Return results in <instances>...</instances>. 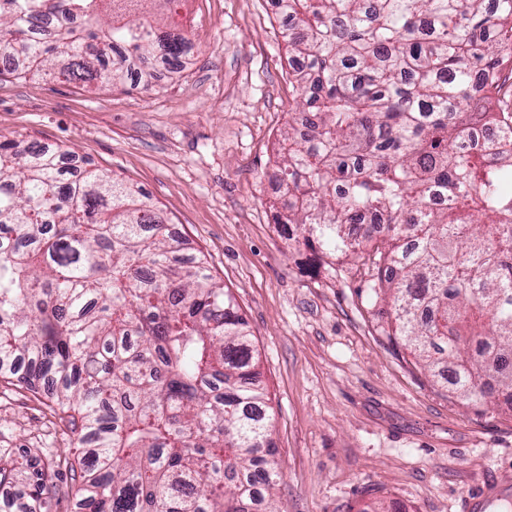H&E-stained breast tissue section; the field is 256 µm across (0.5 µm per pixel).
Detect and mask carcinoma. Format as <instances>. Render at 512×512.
Listing matches in <instances>:
<instances>
[{
    "label": "carcinoma",
    "instance_id": "1",
    "mask_svg": "<svg viewBox=\"0 0 512 512\" xmlns=\"http://www.w3.org/2000/svg\"><path fill=\"white\" fill-rule=\"evenodd\" d=\"M0 0V56L22 77L114 84L182 66L143 0ZM303 63L306 133L278 143V223L356 256L382 332L476 412L512 406V0H278ZM497 98L492 112L476 101ZM492 128L483 155L475 133ZM0 140V383L68 421L83 512H282L253 338L238 305L142 188ZM446 196L450 205L436 206ZM386 227L363 224L367 214ZM60 466L0 448V487L50 512Z\"/></svg>",
    "mask_w": 512,
    "mask_h": 512
}]
</instances>
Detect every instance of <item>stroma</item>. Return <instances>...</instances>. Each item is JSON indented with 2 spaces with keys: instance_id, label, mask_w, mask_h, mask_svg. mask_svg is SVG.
<instances>
[{
  "instance_id": "obj_1",
  "label": "stroma",
  "mask_w": 512,
  "mask_h": 512,
  "mask_svg": "<svg viewBox=\"0 0 512 512\" xmlns=\"http://www.w3.org/2000/svg\"><path fill=\"white\" fill-rule=\"evenodd\" d=\"M269 0H181L156 29L191 49L177 71L88 89L0 74V136L71 151L142 186L205 255L254 336L282 512H512V408L448 399L393 348L360 263L311 265L273 223L269 177L297 91ZM65 422L0 384V448L70 456ZM482 496V495H481Z\"/></svg>"
}]
</instances>
